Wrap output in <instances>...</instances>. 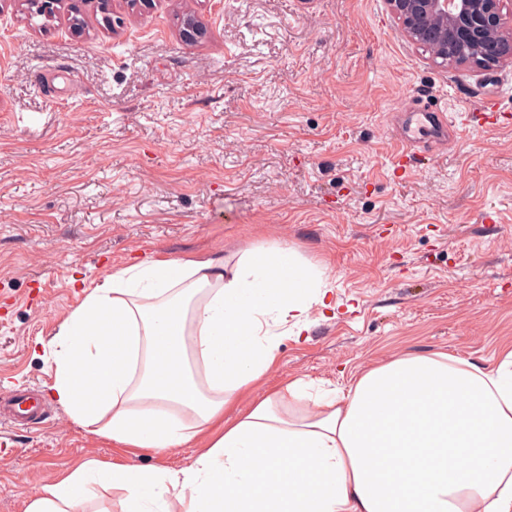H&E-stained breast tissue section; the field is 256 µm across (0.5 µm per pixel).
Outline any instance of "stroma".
<instances>
[{
  "label": "stroma",
  "instance_id": "1",
  "mask_svg": "<svg viewBox=\"0 0 512 512\" xmlns=\"http://www.w3.org/2000/svg\"><path fill=\"white\" fill-rule=\"evenodd\" d=\"M208 33L186 44L178 10ZM85 32L0 8V398L46 390L44 346L112 271L149 258L278 244L318 265L333 309L285 337L265 390L354 387L374 364L444 352L485 366L512 349V128L473 127L395 178L407 96L456 116L512 113V65L432 64L384 0H117ZM0 446V512L83 460L179 468L194 451L125 448L56 401Z\"/></svg>",
  "mask_w": 512,
  "mask_h": 512
}]
</instances>
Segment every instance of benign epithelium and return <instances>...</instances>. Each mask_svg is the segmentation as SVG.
<instances>
[{
  "label": "benign epithelium",
  "instance_id": "1",
  "mask_svg": "<svg viewBox=\"0 0 512 512\" xmlns=\"http://www.w3.org/2000/svg\"><path fill=\"white\" fill-rule=\"evenodd\" d=\"M408 41L433 61L450 54L458 65L489 72L512 60V22L504 0H385ZM206 29L193 17L182 25L194 44Z\"/></svg>",
  "mask_w": 512,
  "mask_h": 512
}]
</instances>
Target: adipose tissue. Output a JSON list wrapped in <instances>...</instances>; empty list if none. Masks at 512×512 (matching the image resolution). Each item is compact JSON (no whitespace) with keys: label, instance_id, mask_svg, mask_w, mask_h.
<instances>
[{"label":"adipose tissue","instance_id":"adipose-tissue-1","mask_svg":"<svg viewBox=\"0 0 512 512\" xmlns=\"http://www.w3.org/2000/svg\"><path fill=\"white\" fill-rule=\"evenodd\" d=\"M315 303L330 305L322 271L276 245L141 261L83 289L50 343L53 397L113 442L197 454L84 461L25 512H81L101 490L122 512H512V350L490 367L406 355L346 392L295 379L225 419L276 360L278 327L302 336Z\"/></svg>","mask_w":512,"mask_h":512}]
</instances>
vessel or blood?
I'll return each mask as SVG.
<instances>
[{
    "label": "vessel or blood",
    "instance_id": "obj_1",
    "mask_svg": "<svg viewBox=\"0 0 512 512\" xmlns=\"http://www.w3.org/2000/svg\"><path fill=\"white\" fill-rule=\"evenodd\" d=\"M450 124L447 114L436 107L428 94L410 96L398 137L402 150L394 167L395 177L412 172L421 147L446 141ZM43 410L44 405L35 394L21 393L0 409V419L8 418L11 426L24 427L34 424Z\"/></svg>",
    "mask_w": 512,
    "mask_h": 512
}]
</instances>
